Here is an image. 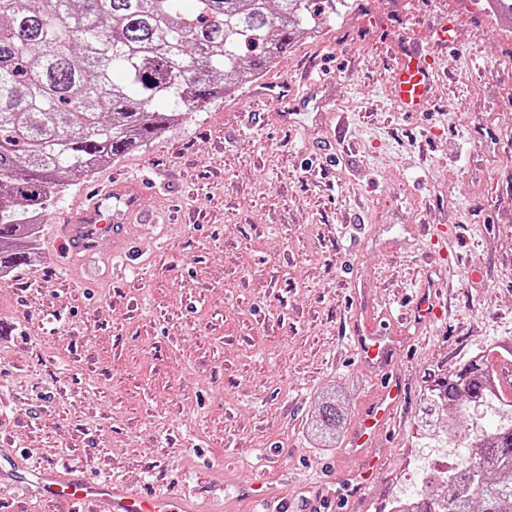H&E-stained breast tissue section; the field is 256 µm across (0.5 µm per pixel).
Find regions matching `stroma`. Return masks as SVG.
Listing matches in <instances>:
<instances>
[{"label":"stroma","mask_w":512,"mask_h":512,"mask_svg":"<svg viewBox=\"0 0 512 512\" xmlns=\"http://www.w3.org/2000/svg\"><path fill=\"white\" fill-rule=\"evenodd\" d=\"M448 26L447 43L436 30ZM460 0H336L322 36L135 151L102 163L46 207L37 248L0 278V458L16 471L68 464L90 475L217 498L258 512L263 478L288 512H388L447 440L429 412L438 383L512 341V44ZM441 70L424 112L395 103L401 51ZM321 80L348 128L302 117L282 131L266 86ZM143 186L132 246L73 259L59 241L93 190ZM450 224L448 257L417 241ZM440 288L443 318L399 326L388 371L406 383L390 433L366 454L374 484L351 496L350 437L377 396L353 336ZM342 391L335 447H312L317 397Z\"/></svg>","instance_id":"obj_1"}]
</instances>
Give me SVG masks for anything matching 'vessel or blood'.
I'll use <instances>...</instances> for the list:
<instances>
[{
    "mask_svg": "<svg viewBox=\"0 0 512 512\" xmlns=\"http://www.w3.org/2000/svg\"><path fill=\"white\" fill-rule=\"evenodd\" d=\"M435 73L429 52L415 51L402 58L393 73L398 107L408 112L424 109ZM140 194V185L131 180L99 190L79 220L65 227L64 237L72 256L93 255L107 237L116 251H123L125 223L138 212ZM455 233V226L431 224L422 239L432 252L443 257L448 238ZM438 312L435 293L425 291L418 295L413 307L401 312L400 318L424 324L436 318ZM385 330V324L370 321L355 338L361 360L381 374L379 394L354 436L358 448L371 447L373 437L386 425L402 395L397 378L382 372L390 354ZM23 483L43 499L68 504L71 512H192L187 501L176 503L162 493L144 495L108 477H79L66 470L45 468L28 471Z\"/></svg>",
    "mask_w": 512,
    "mask_h": 512,
    "instance_id": "obj_1",
    "label": "vessel or blood"
}]
</instances>
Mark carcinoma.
Returning <instances> with one entry per match:
<instances>
[{"label": "carcinoma", "mask_w": 512, "mask_h": 512, "mask_svg": "<svg viewBox=\"0 0 512 512\" xmlns=\"http://www.w3.org/2000/svg\"><path fill=\"white\" fill-rule=\"evenodd\" d=\"M270 2L0 0V272L34 254V217L61 188L234 94L314 28L313 0ZM488 364L470 358L437 401L462 419L502 404ZM317 404L311 432L334 446L345 403ZM465 440L448 494L428 485L392 512H512V423L473 424Z\"/></svg>", "instance_id": "cac0c4a2"}]
</instances>
